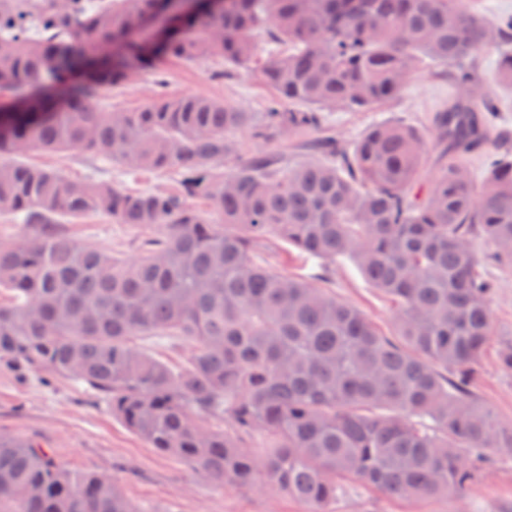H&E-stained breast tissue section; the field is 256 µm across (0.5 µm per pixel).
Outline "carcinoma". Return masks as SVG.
<instances>
[{
	"label": "carcinoma",
	"mask_w": 512,
	"mask_h": 512,
	"mask_svg": "<svg viewBox=\"0 0 512 512\" xmlns=\"http://www.w3.org/2000/svg\"><path fill=\"white\" fill-rule=\"evenodd\" d=\"M174 8L0 0V91L15 100L0 108V215L31 229L0 244V364L82 383L213 483L274 489L309 512H330L348 481L395 500L463 493L478 472L468 451L512 457V423L472 392L493 336L474 240L512 270V153L489 155L479 183L463 163L493 139L497 105L460 64L496 50L493 83L512 93V20L468 0H223L147 40L144 26ZM163 59L213 60L221 77L249 68L274 96L261 114L160 91L138 110L102 111L109 90ZM427 60L477 92L437 114L453 152L427 189V138L401 123L371 126L351 151L328 136L293 162L236 161L230 131H319L326 112L397 99ZM70 149L169 171L178 187L133 193L21 161ZM89 213L154 236L131 259L79 245L62 224ZM266 234L325 266L352 262L392 301L396 340L327 289L255 260ZM140 336L195 348L173 367ZM254 433L265 452L240 443ZM0 512L139 510L110 480L0 437Z\"/></svg>",
	"instance_id": "cac0c4a2"
}]
</instances>
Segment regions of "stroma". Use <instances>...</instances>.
<instances>
[{"label":"stroma","instance_id":"35a3bbf8","mask_svg":"<svg viewBox=\"0 0 512 512\" xmlns=\"http://www.w3.org/2000/svg\"><path fill=\"white\" fill-rule=\"evenodd\" d=\"M214 62L167 61L161 68L166 91L174 96L205 95L226 100L244 112H259L273 91L256 80L251 70L236 69L232 77L213 78ZM156 74L148 72L113 89L112 108L136 110L156 95ZM466 91L454 82L451 68L428 64L398 99L372 112L334 110L327 115L325 135L343 145L354 141L378 121H401L423 131L429 149L422 183H429L448 160L450 145L438 134L434 119ZM241 157L276 152L286 159L298 158L313 133L288 136L274 142L254 138L249 130L232 132ZM26 163L56 170L65 178L90 177L114 182L138 192L171 190L176 178L167 172H123L120 166H100L81 150L62 153L35 152ZM75 242L135 257L145 230L113 223L103 214H91L65 225ZM254 255L278 271L300 278H314L320 267L294 245L274 235L263 237ZM484 275L492 278L496 292L490 300L494 334L479 363L475 397L504 422L512 423V369L500 363L503 350L512 347V273L484 261ZM337 298L363 312L383 333H391L392 302L380 294L350 262L333 266L325 283ZM0 435L18 441L39 442L63 467L90 472L112 482L143 512H306L301 503L273 491L212 483L198 468L151 448L112 413L105 398L95 396L67 379L45 382L40 374L0 366ZM333 512H512V458L483 466L464 495L424 502H400L351 487Z\"/></svg>","mask_w":512,"mask_h":512}]
</instances>
